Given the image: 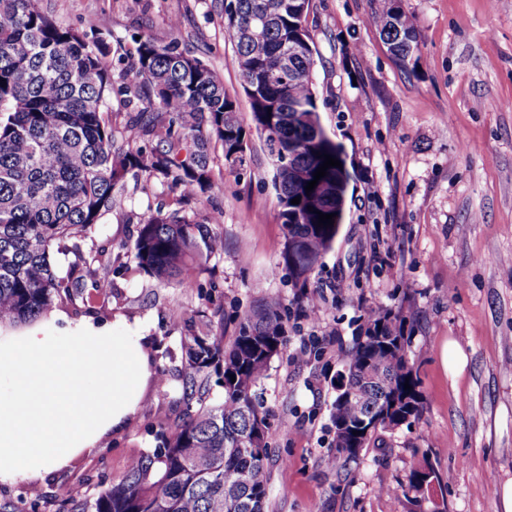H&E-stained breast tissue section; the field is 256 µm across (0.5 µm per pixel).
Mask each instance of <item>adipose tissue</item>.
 <instances>
[{"instance_id": "adipose-tissue-1", "label": "adipose tissue", "mask_w": 512, "mask_h": 512, "mask_svg": "<svg viewBox=\"0 0 512 512\" xmlns=\"http://www.w3.org/2000/svg\"><path fill=\"white\" fill-rule=\"evenodd\" d=\"M153 375L136 325L84 321L62 338L45 322L0 336V482L63 468L123 431Z\"/></svg>"}]
</instances>
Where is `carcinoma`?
<instances>
[{
	"instance_id": "carcinoma-1",
	"label": "carcinoma",
	"mask_w": 512,
	"mask_h": 512,
	"mask_svg": "<svg viewBox=\"0 0 512 512\" xmlns=\"http://www.w3.org/2000/svg\"><path fill=\"white\" fill-rule=\"evenodd\" d=\"M312 0H224V33L236 49L243 92L264 141L285 243L281 262L295 287H308L315 263L336 242V226L318 213L336 212L340 170L330 167L311 192L307 182L336 145L314 140L296 115L317 112L313 74L317 50L300 26ZM370 23L394 61L415 66L419 32L401 0H377ZM174 37L139 40L134 65L120 72V92L142 107L123 127L112 126L113 75L108 46L57 25L38 0H0V324L31 322L58 303L86 301L109 284L112 259L78 257L65 279L53 269V249L99 223L130 180L156 178L180 190L176 208L138 214L136 236L122 248L161 285L190 287L224 253L211 225L221 215L201 209L221 148L224 166L245 164L246 132L223 78L179 50ZM300 198V203L291 200ZM366 324L344 362L346 389H336L332 466L346 467L381 434L408 425L425 409L420 379L408 359L406 319L388 308ZM288 325L279 299L246 313L224 342L220 308L198 310L181 336V401L185 409L159 444L132 458L122 478L106 475L82 502L58 512H265L268 452L253 448L256 425L268 430L256 388L285 345ZM410 388H404V383ZM223 397L212 401V385ZM437 480L426 462L410 471L405 494Z\"/></svg>"
}]
</instances>
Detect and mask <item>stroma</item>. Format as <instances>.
Masks as SVG:
<instances>
[{
    "mask_svg": "<svg viewBox=\"0 0 512 512\" xmlns=\"http://www.w3.org/2000/svg\"><path fill=\"white\" fill-rule=\"evenodd\" d=\"M39 5L62 27L96 26L116 70L132 64L136 38L177 37L185 54L221 74L250 124L222 0ZM402 5L420 34L411 70L394 62L369 24L375 0H312L318 113L345 151L351 181L345 222L306 291L279 264L284 236L271 166L254 133L241 173L214 159L207 206L222 214L214 230L224 252L194 287L158 285L134 270L122 248L147 205L174 202L153 179L128 182L101 223L76 237V250L54 253L62 277L79 251L103 253L120 268L90 302L59 304L57 334L74 335L86 318L107 328L145 324L153 369L167 384L149 381L130 426L102 447L45 479L0 483V503L14 512H56L59 500L92 497L100 474L121 478L183 412L176 375L184 317L220 303L229 338L245 312L273 295L288 337L258 388L268 411L266 512H505L500 488L512 480V0ZM370 307L406 316L426 404L419 420L340 470L327 464L335 451L330 408ZM452 348L462 352V366H445ZM422 459L438 476L433 496L382 494L407 483Z\"/></svg>",
    "mask_w": 512,
    "mask_h": 512,
    "instance_id": "35a3bbf8",
    "label": "stroma"
}]
</instances>
